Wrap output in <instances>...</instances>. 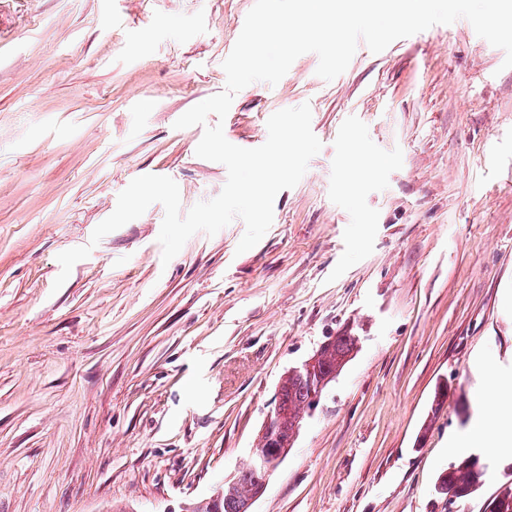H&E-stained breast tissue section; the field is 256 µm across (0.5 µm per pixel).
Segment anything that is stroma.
Listing matches in <instances>:
<instances>
[{"mask_svg": "<svg viewBox=\"0 0 512 512\" xmlns=\"http://www.w3.org/2000/svg\"><path fill=\"white\" fill-rule=\"evenodd\" d=\"M254 3L0 0V512H184L249 467L283 375L344 332L358 352L253 512H482L512 483L510 450L471 497L435 489L484 411L477 355L512 375L503 50L458 20L359 44L329 82L306 53L175 129L224 90ZM304 103L322 149L250 250L237 219L162 262L157 203L91 244L136 177L172 178L185 211L220 193L205 126L255 148ZM353 149L377 166L351 188Z\"/></svg>", "mask_w": 512, "mask_h": 512, "instance_id": "stroma-1", "label": "stroma"}]
</instances>
